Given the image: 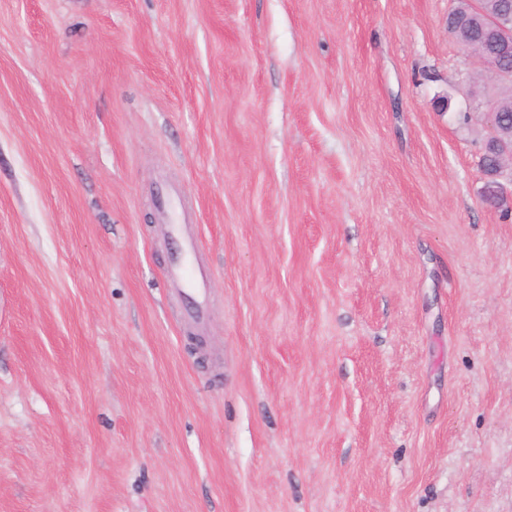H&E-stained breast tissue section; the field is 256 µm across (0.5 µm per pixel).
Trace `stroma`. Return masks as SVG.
<instances>
[{"label": "stroma", "mask_w": 512, "mask_h": 512, "mask_svg": "<svg viewBox=\"0 0 512 512\" xmlns=\"http://www.w3.org/2000/svg\"><path fill=\"white\" fill-rule=\"evenodd\" d=\"M453 5L0 0V512H512ZM169 234L172 239H176L179 242V252L167 270V277L174 285L181 289L189 301L185 318L201 321L206 311L205 288L204 274L201 271H197L192 262V255L196 249V244L183 234L180 224H171Z\"/></svg>", "instance_id": "stroma-1"}]
</instances>
